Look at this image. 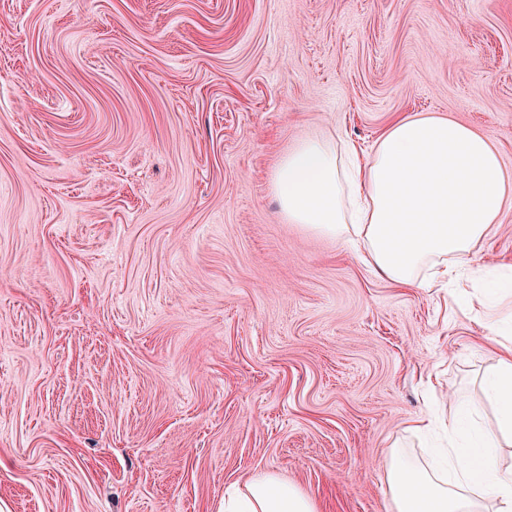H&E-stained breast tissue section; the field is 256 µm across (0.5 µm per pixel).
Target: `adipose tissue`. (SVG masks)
Listing matches in <instances>:
<instances>
[{
	"instance_id": "adipose-tissue-1",
	"label": "adipose tissue",
	"mask_w": 512,
	"mask_h": 512,
	"mask_svg": "<svg viewBox=\"0 0 512 512\" xmlns=\"http://www.w3.org/2000/svg\"><path fill=\"white\" fill-rule=\"evenodd\" d=\"M270 186L285 221L342 241L389 281L428 287L427 271L464 287L473 249L512 208V175L493 139L446 116L391 122L366 158L339 136H310L275 162ZM484 389L498 431L447 423V461L419 467L390 456L394 512H512V471L499 437L512 436V348L499 355ZM224 512H318L297 486L271 473L247 479Z\"/></svg>"
}]
</instances>
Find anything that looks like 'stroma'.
I'll return each mask as SVG.
<instances>
[{
	"mask_svg": "<svg viewBox=\"0 0 512 512\" xmlns=\"http://www.w3.org/2000/svg\"><path fill=\"white\" fill-rule=\"evenodd\" d=\"M415 112L512 172V0H0V512H224L265 471L391 512L410 417L495 426L480 289L395 285L269 187ZM471 262L512 264V209Z\"/></svg>",
	"mask_w": 512,
	"mask_h": 512,
	"instance_id": "35a3bbf8",
	"label": "stroma"
}]
</instances>
